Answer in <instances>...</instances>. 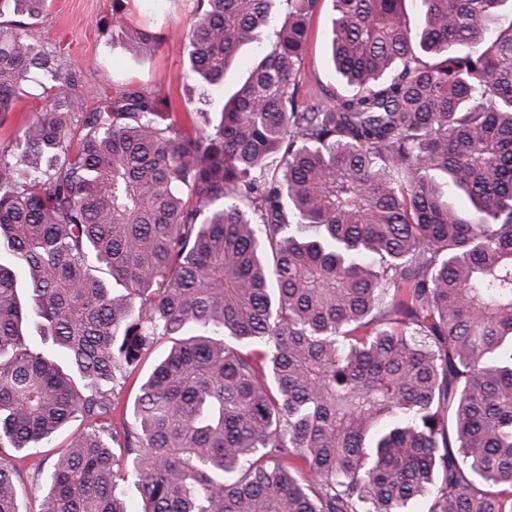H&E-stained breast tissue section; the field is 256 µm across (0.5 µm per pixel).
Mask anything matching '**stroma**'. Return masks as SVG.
I'll return each mask as SVG.
<instances>
[{
	"label": "stroma",
	"mask_w": 512,
	"mask_h": 512,
	"mask_svg": "<svg viewBox=\"0 0 512 512\" xmlns=\"http://www.w3.org/2000/svg\"><path fill=\"white\" fill-rule=\"evenodd\" d=\"M196 7L197 0H127L126 19L119 22L114 18L113 0H48L42 15L27 19L23 35L56 52L61 68H76L77 91L85 110L96 107L101 88H143L167 102L170 112L188 129L200 90L188 70L187 48L177 31L189 25ZM330 15V0H322L311 19L300 63L301 97L344 90L330 61ZM130 25L161 35L154 51L140 54L130 48L125 36ZM44 87L37 75L23 83L13 111L0 123V156H16L21 128L48 102ZM169 345V340H157L136 369L118 371L112 394L115 417L129 414L142 381Z\"/></svg>",
	"instance_id": "35a3bbf8"
}]
</instances>
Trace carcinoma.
Returning <instances> with one entry per match:
<instances>
[{"instance_id":"1","label":"carcinoma","mask_w":512,"mask_h":512,"mask_svg":"<svg viewBox=\"0 0 512 512\" xmlns=\"http://www.w3.org/2000/svg\"><path fill=\"white\" fill-rule=\"evenodd\" d=\"M319 2L199 0L184 41L202 101L243 46L264 55L186 130L145 89L83 111L73 71L16 31L46 0H0L16 16L0 117L30 74L50 83L0 157V512H21V454L78 417L34 473L38 512H131L130 479L141 512H408L425 495L428 512H512V22L494 26L512 0H417L414 33L404 0H330L346 91L305 101ZM160 337L119 430L100 382Z\"/></svg>"}]
</instances>
